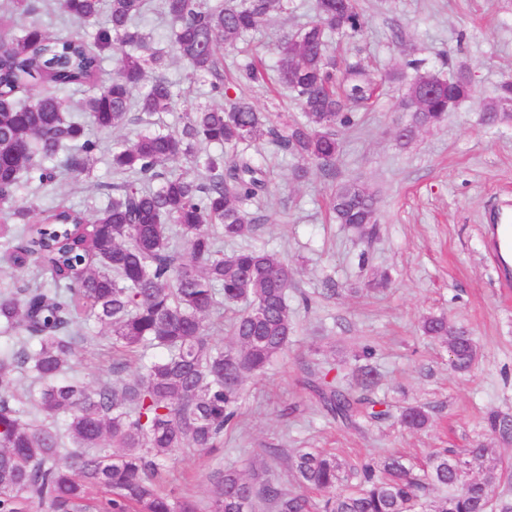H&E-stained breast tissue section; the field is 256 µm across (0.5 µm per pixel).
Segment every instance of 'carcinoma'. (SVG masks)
Masks as SVG:
<instances>
[{"label":"carcinoma","instance_id":"1","mask_svg":"<svg viewBox=\"0 0 512 512\" xmlns=\"http://www.w3.org/2000/svg\"><path fill=\"white\" fill-rule=\"evenodd\" d=\"M10 2L23 23L17 30L0 18V249L15 266L31 264L47 275V283L0 289V327L10 341L0 350V512H201L194 498L160 489L162 461L179 448L223 447L224 431L238 425L245 380L278 358L295 328L288 303L295 267L251 247L224 254V240L246 238L264 220L258 210L269 176L246 148L266 142L288 153L299 177L310 166L336 176L338 129L359 124L376 83L358 62L339 65L328 47L362 34L364 16L357 0H314L315 20L277 43L278 82L302 112V119L287 120L228 95L224 52L288 10V0H160L189 84L208 82L225 105L199 108L179 126L156 130L150 118L173 111L177 94L164 53L136 24L146 0H108L102 27L101 0H53L61 15L84 26L66 34L44 27L47 0ZM109 54L116 61L112 77L79 110L100 131L130 123L147 129L112 151L115 181L101 186L105 206L89 217L71 206L18 203L21 179L55 180L52 162L60 154L63 169L79 177L102 152L66 102L39 84L91 83ZM242 76L264 82L261 61L244 63ZM473 93L465 69L451 79L417 74L404 101L412 119L396 141L409 145L419 128L440 124ZM510 107L511 78L482 112L496 123L512 119ZM177 161L186 168H171ZM377 205L373 191L349 180L327 203L336 223L371 235ZM240 304L224 324V307ZM91 322L113 350L139 362L137 376L107 377L95 387L71 376L77 352L91 340ZM225 325L231 342L219 346L213 336ZM421 331L447 344L453 370L476 362L477 346L463 329L428 316ZM373 356L372 347L362 348L366 363L348 387L325 374L303 381L325 416L358 430L389 418L374 410ZM27 379L34 387L16 406L9 386ZM400 422L421 430L429 414L410 405ZM487 428L512 439L507 415L490 412ZM475 463L482 470L472 477ZM287 473L286 481L219 470L206 508L254 512L265 502L276 512H512V498L498 492L493 449L483 442L463 453L436 451L417 472L400 456L347 468L332 452L303 448L289 458Z\"/></svg>","mask_w":512,"mask_h":512}]
</instances>
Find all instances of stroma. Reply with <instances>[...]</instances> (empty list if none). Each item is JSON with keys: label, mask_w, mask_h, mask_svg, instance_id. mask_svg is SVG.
I'll return each instance as SVG.
<instances>
[{"label": "stroma", "mask_w": 512, "mask_h": 512, "mask_svg": "<svg viewBox=\"0 0 512 512\" xmlns=\"http://www.w3.org/2000/svg\"><path fill=\"white\" fill-rule=\"evenodd\" d=\"M314 0H289L240 50L226 53L224 74L233 77L248 58L274 68L279 38L307 24ZM366 26L345 45L339 60L361 62L386 81L362 126L343 129L339 176L367 185L378 195L376 233L332 223L326 201L336 180L318 169L295 180L294 159L262 143L249 152L272 169L266 220L245 238V246L274 251L296 268L290 294L311 300L296 310V332L287 350L266 374L244 383L241 426L227 430L224 446L209 455L190 448L175 451L163 467V487L175 496L206 501L210 472L219 465L246 474L270 466L284 473L289 456L301 448H331L357 464L396 453L412 461L438 448L464 450L489 442L502 469L501 491L512 494V441L490 437V411L512 416V278H504L501 255L492 248L485 215L512 208V123L489 124L483 105L501 82L512 77V0H361ZM467 65L476 93L450 111L439 126L420 131L407 147L396 141V126L407 121L400 103L416 70L443 75ZM186 64L171 57L167 77L175 90L191 93L174 111L153 116L155 127L178 126L185 113L217 102L207 83H189ZM257 108L299 117L287 89L239 83ZM141 127L130 124L101 136L105 146L90 175L55 180L36 202L58 203L94 213L105 203L99 187L112 180L116 142H131ZM388 274L384 295L353 294L362 281ZM335 286L327 296L326 286ZM441 316L473 336L479 357L466 372L448 364V349L420 331L424 316ZM93 339L74 360L75 377L92 383L109 371L128 379L138 372L92 328ZM372 345L379 371L375 396L392 409L419 404L426 428L412 430L398 418L361 430L342 427L319 409L302 385L308 373L335 367L342 382L352 380L356 355ZM280 449L266 462L264 449Z\"/></svg>", "instance_id": "35a3bbf8"}]
</instances>
